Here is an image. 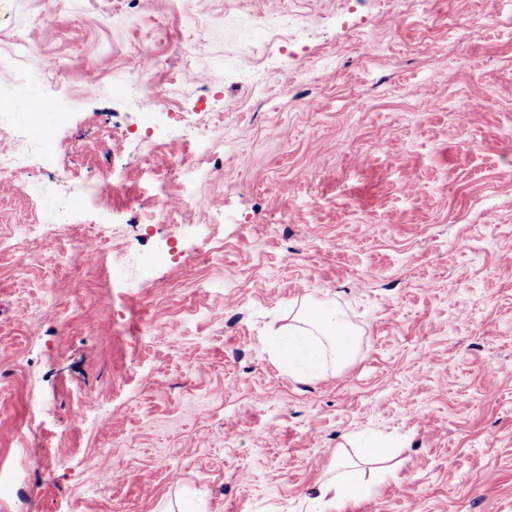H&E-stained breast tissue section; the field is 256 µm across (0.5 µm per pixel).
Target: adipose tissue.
Segmentation results:
<instances>
[{
	"instance_id": "ef3b65f1",
	"label": "adipose tissue",
	"mask_w": 512,
	"mask_h": 512,
	"mask_svg": "<svg viewBox=\"0 0 512 512\" xmlns=\"http://www.w3.org/2000/svg\"><path fill=\"white\" fill-rule=\"evenodd\" d=\"M280 334L279 357L290 370L300 363L316 370L328 365L342 370L358 344L355 329L340 311L316 305L306 306Z\"/></svg>"
}]
</instances>
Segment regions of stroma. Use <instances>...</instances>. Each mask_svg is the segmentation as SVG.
<instances>
[{
    "label": "stroma",
    "instance_id": "stroma-1",
    "mask_svg": "<svg viewBox=\"0 0 512 512\" xmlns=\"http://www.w3.org/2000/svg\"><path fill=\"white\" fill-rule=\"evenodd\" d=\"M158 91L202 138L142 141ZM0 97V151L52 107L0 178V512H314L340 454L341 512H512V0H0ZM309 303L341 373L273 358Z\"/></svg>",
    "mask_w": 512,
    "mask_h": 512
}]
</instances>
